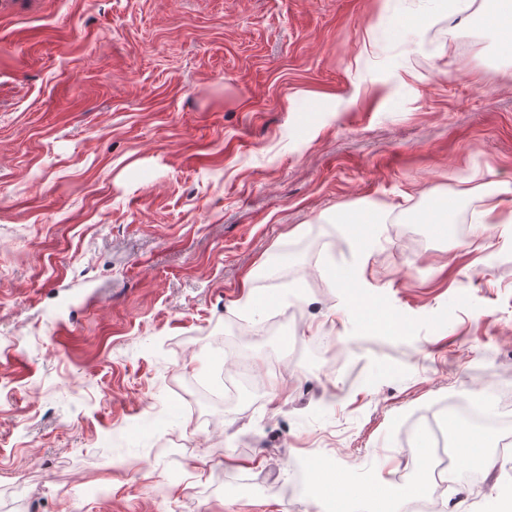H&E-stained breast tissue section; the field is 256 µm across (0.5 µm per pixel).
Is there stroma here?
<instances>
[{"mask_svg": "<svg viewBox=\"0 0 512 512\" xmlns=\"http://www.w3.org/2000/svg\"><path fill=\"white\" fill-rule=\"evenodd\" d=\"M467 2L401 0L404 30L384 0H0V503L315 512L286 491L313 449L416 495L435 405L501 400L512 438V225H473L512 185V56ZM367 202L362 259L326 217ZM269 258L294 278L245 303ZM219 339L276 402L185 400ZM497 460L439 512H495Z\"/></svg>", "mask_w": 512, "mask_h": 512, "instance_id": "obj_1", "label": "stroma"}]
</instances>
